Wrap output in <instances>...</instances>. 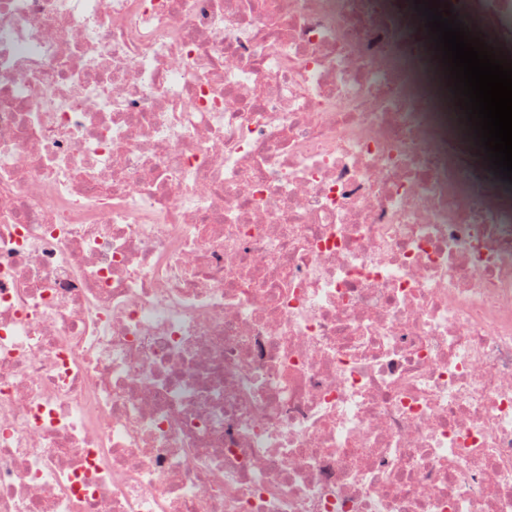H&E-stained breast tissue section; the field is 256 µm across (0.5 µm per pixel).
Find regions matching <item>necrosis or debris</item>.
Segmentation results:
<instances>
[{
    "mask_svg": "<svg viewBox=\"0 0 512 512\" xmlns=\"http://www.w3.org/2000/svg\"><path fill=\"white\" fill-rule=\"evenodd\" d=\"M428 34L0 0V512H512V182Z\"/></svg>",
    "mask_w": 512,
    "mask_h": 512,
    "instance_id": "1",
    "label": "necrosis or debris"
}]
</instances>
